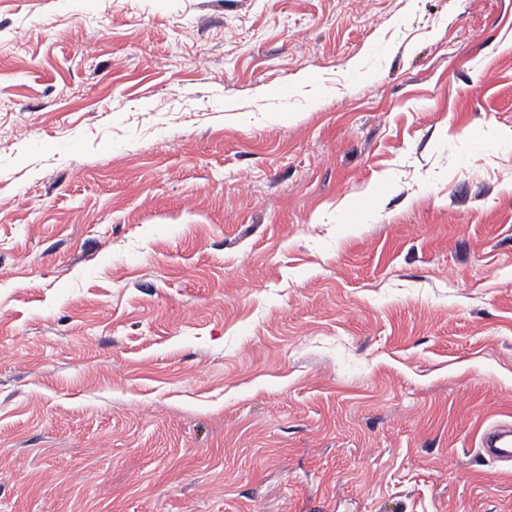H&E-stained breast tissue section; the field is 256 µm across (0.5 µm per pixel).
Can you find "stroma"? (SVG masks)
Segmentation results:
<instances>
[{
    "instance_id": "stroma-1",
    "label": "stroma",
    "mask_w": 512,
    "mask_h": 512,
    "mask_svg": "<svg viewBox=\"0 0 512 512\" xmlns=\"http://www.w3.org/2000/svg\"><path fill=\"white\" fill-rule=\"evenodd\" d=\"M512 0H0V512H512ZM482 446L490 457L499 461L512 460V427L508 430L500 426L489 428L482 436Z\"/></svg>"
}]
</instances>
